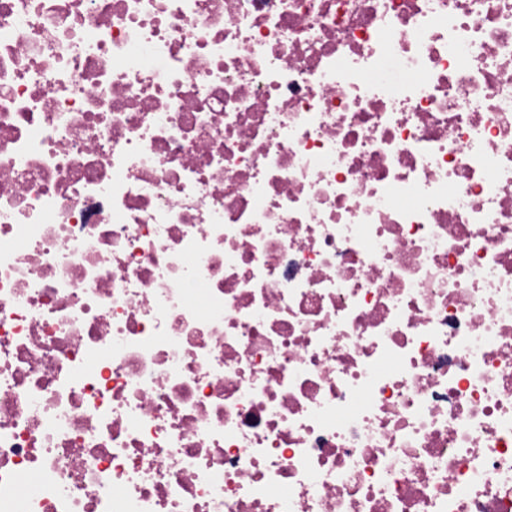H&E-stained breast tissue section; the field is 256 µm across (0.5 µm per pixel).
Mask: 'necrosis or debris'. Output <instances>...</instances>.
<instances>
[{"mask_svg":"<svg viewBox=\"0 0 512 512\" xmlns=\"http://www.w3.org/2000/svg\"><path fill=\"white\" fill-rule=\"evenodd\" d=\"M0 512H512V0H0Z\"/></svg>","mask_w":512,"mask_h":512,"instance_id":"1","label":"necrosis or debris"}]
</instances>
